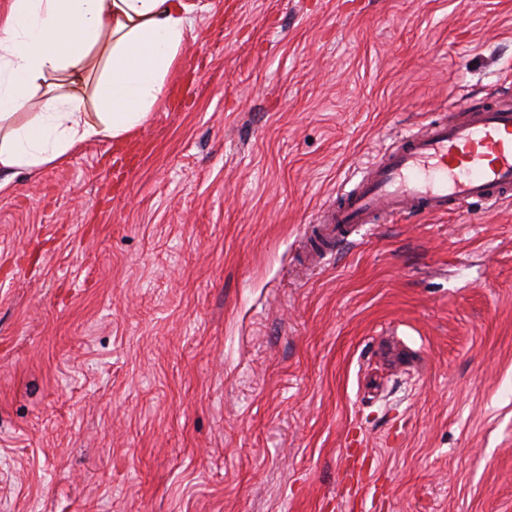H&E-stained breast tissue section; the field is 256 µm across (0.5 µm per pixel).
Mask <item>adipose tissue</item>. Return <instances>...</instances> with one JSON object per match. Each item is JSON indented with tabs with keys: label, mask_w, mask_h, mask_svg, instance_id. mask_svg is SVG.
Listing matches in <instances>:
<instances>
[{
	"label": "adipose tissue",
	"mask_w": 512,
	"mask_h": 512,
	"mask_svg": "<svg viewBox=\"0 0 512 512\" xmlns=\"http://www.w3.org/2000/svg\"><path fill=\"white\" fill-rule=\"evenodd\" d=\"M201 9L200 0H11L0 14V175L127 138L164 102Z\"/></svg>",
	"instance_id": "adipose-tissue-1"
}]
</instances>
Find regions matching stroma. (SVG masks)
<instances>
[{
	"label": "stroma",
	"mask_w": 512,
	"mask_h": 512,
	"mask_svg": "<svg viewBox=\"0 0 512 512\" xmlns=\"http://www.w3.org/2000/svg\"><path fill=\"white\" fill-rule=\"evenodd\" d=\"M202 3L179 99L0 189V512H512V198L302 266L397 136L512 105V0Z\"/></svg>",
	"instance_id": "obj_1"
}]
</instances>
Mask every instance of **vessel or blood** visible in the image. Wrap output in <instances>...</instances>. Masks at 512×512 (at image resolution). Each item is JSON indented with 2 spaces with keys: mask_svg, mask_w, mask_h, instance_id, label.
Segmentation results:
<instances>
[{
  "mask_svg": "<svg viewBox=\"0 0 512 512\" xmlns=\"http://www.w3.org/2000/svg\"><path fill=\"white\" fill-rule=\"evenodd\" d=\"M510 197L512 107L490 106L403 135L307 230L334 255L372 224Z\"/></svg>",
  "mask_w": 512,
  "mask_h": 512,
  "instance_id": "vessel-or-blood-1",
  "label": "vessel or blood"
}]
</instances>
